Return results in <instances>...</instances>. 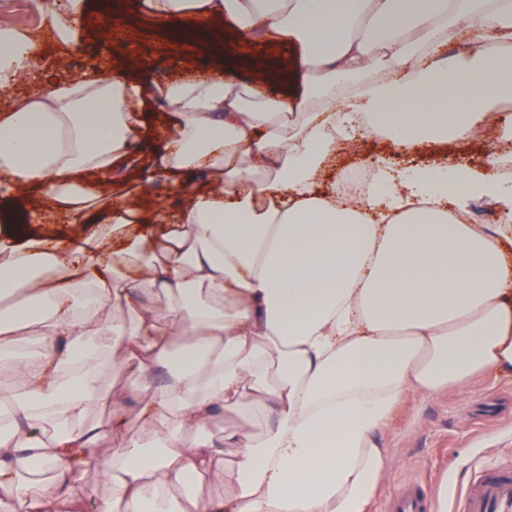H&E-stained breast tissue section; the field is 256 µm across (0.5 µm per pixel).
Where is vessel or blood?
I'll return each instance as SVG.
<instances>
[{
    "label": "vessel or blood",
    "instance_id": "b4317fda",
    "mask_svg": "<svg viewBox=\"0 0 512 512\" xmlns=\"http://www.w3.org/2000/svg\"><path fill=\"white\" fill-rule=\"evenodd\" d=\"M383 512H436V501L411 481L389 493ZM455 512H512V468L488 464L474 471Z\"/></svg>",
    "mask_w": 512,
    "mask_h": 512
}]
</instances>
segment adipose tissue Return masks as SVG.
I'll return each instance as SVG.
<instances>
[{
	"instance_id": "obj_1",
	"label": "adipose tissue",
	"mask_w": 512,
	"mask_h": 512,
	"mask_svg": "<svg viewBox=\"0 0 512 512\" xmlns=\"http://www.w3.org/2000/svg\"><path fill=\"white\" fill-rule=\"evenodd\" d=\"M171 43L206 44V68L173 57L153 74L112 0H68L51 39L87 41L110 18L117 64L43 85L0 111V179L45 200L0 204V512H86L78 483L111 487L99 512H370L388 464L375 433L407 393L432 395L512 373V273L505 228L452 221L489 189L440 154L380 172L362 203L320 192L337 142L373 136L409 149L469 141L512 100V0H146ZM258 51L239 84L225 39ZM500 44L497 52L486 51ZM44 47L0 28V88L37 72ZM160 101L153 174L180 191L175 221L146 204H102L115 162ZM68 213L40 232L42 205ZM156 303L137 308L123 284ZM170 381L141 415L172 425L159 449L102 455L91 406L125 402L102 384L113 360ZM274 375H267V368ZM264 412L256 435L205 432L222 410ZM110 426V427H111ZM235 492L171 498L193 474Z\"/></svg>"
}]
</instances>
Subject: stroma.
<instances>
[{
    "instance_id": "35a3bbf8",
    "label": "stroma",
    "mask_w": 512,
    "mask_h": 512,
    "mask_svg": "<svg viewBox=\"0 0 512 512\" xmlns=\"http://www.w3.org/2000/svg\"><path fill=\"white\" fill-rule=\"evenodd\" d=\"M69 56L65 63L49 55L39 79L19 80L15 94H30L36 81L77 75L83 68L105 63L108 46L96 41L86 48H71ZM495 132L494 138L458 146V154L469 158L470 169L494 174L496 140L512 133V112L502 113ZM103 381L125 398L127 419L122 428L101 441L102 452L133 439L161 445L167 429L146 424L139 416L148 388L124 368L105 375ZM375 438L379 447L387 449L389 463L371 512H383V497L408 481L423 483L432 496L456 498L466 488L474 467L487 461L512 467V376L487 373L433 395L408 394Z\"/></svg>"
}]
</instances>
